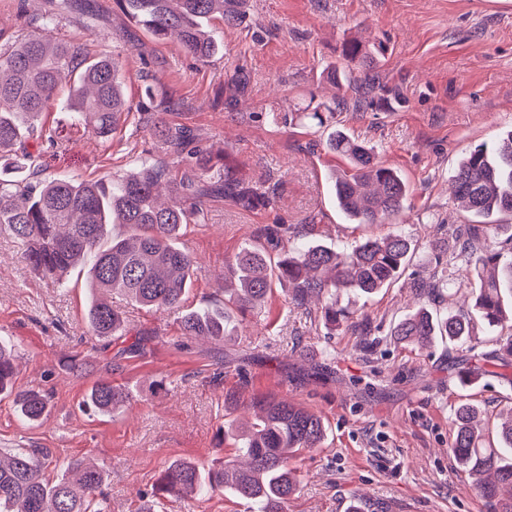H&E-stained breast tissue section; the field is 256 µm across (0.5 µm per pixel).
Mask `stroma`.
I'll use <instances>...</instances> for the list:
<instances>
[{"instance_id": "35a3bbf8", "label": "stroma", "mask_w": 512, "mask_h": 512, "mask_svg": "<svg viewBox=\"0 0 512 512\" xmlns=\"http://www.w3.org/2000/svg\"><path fill=\"white\" fill-rule=\"evenodd\" d=\"M95 3L98 26L67 17L54 37L118 58L131 103L145 82L156 83L174 104L168 124L194 129L200 147L225 155L275 197L266 210L204 204L203 223L188 224L177 241L199 267L187 306L223 304L225 264L267 226L291 225L339 252L397 229L417 250L391 286L368 297L339 294L350 318L332 336L278 288L261 311L235 317L237 334L221 348L182 336L179 311L159 314L115 299L130 338L144 341L125 355L122 341L107 350L88 333L84 270L57 287L0 231V336L17 354L15 386L51 396L48 415L34 425L11 399L0 400V452L46 448L61 462L91 457L108 475L111 512H135L140 492L152 489L170 461L232 456L225 431L251 419L254 399L275 397L313 409L327 426L323 447L293 461L303 490L288 512H347L353 501L360 512H495L448 450L459 401L482 410L489 433L512 408V367L500 378L486 360L495 334L480 326L470 347L439 340L419 349L396 343L391 331L418 305L414 282L436 268L427 241L441 239L453 251L455 228L471 221L448 195L449 175L470 147L512 132V0H246L242 23L214 22L224 52L204 63L176 42L155 39L115 0ZM46 7V0H0V48L28 33L29 20ZM352 37L383 42L380 88L372 107L341 113L338 126L405 180L408 199L393 226L345 218L330 175L346 161L327 149V128L296 116L309 102L331 100L323 68ZM237 65L247 74L239 92L225 82ZM40 127L41 137L16 151L34 157L42 179H108L162 154L136 112L105 142L54 105ZM72 356L79 370L67 368ZM464 369L477 374L468 387L458 380ZM101 380L125 388L129 404L109 416L82 411L87 389ZM228 393L235 403H225ZM164 512L248 509L217 491L166 497Z\"/></svg>"}]
</instances>
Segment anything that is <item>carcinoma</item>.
Returning a JSON list of instances; mask_svg holds the SVG:
<instances>
[{
    "label": "carcinoma",
    "mask_w": 512,
    "mask_h": 512,
    "mask_svg": "<svg viewBox=\"0 0 512 512\" xmlns=\"http://www.w3.org/2000/svg\"><path fill=\"white\" fill-rule=\"evenodd\" d=\"M123 12L140 22L155 38H175L183 51L206 62L222 53L224 45L212 30L220 18L227 25L241 21L243 0H116ZM77 13L83 24L93 25L97 14L90 0H49L48 8L33 20V30L0 50V226L21 245L35 272L66 284L70 270L87 268L90 296L85 317L88 332L108 343L127 335V321L112 308L109 296L119 291L132 302L165 312L180 307L197 271L193 256L175 245L193 214L203 213V199L219 197L245 210L273 204L266 189L243 179L234 166L212 179L213 158L200 148L190 149L194 134L162 122L164 102H155V88L147 85L140 106L144 124L164 145L163 156L139 172L100 182L65 179L32 181L29 156L13 153L24 133L38 130L41 114L60 87L70 88L62 102L68 116L107 140L122 115L132 110L116 59L91 56L84 48L51 35L60 18ZM365 70L370 84L375 60L370 47L348 40L336 62L326 66L336 88L332 103H319L309 117L321 126L337 112L361 101L348 102L340 91L348 85L347 67ZM327 148L344 156L349 168L333 173L336 205L352 224H385L402 212L407 187L402 177L384 166L374 149L337 128ZM187 159V171L173 175L175 161ZM449 192L475 218L507 215L512 218V134L491 144H478L462 158L449 176ZM129 229L112 235V226ZM500 224H470L457 231L455 258L475 279L474 313L448 303L442 313L420 305L399 321L392 335L399 342L429 346L438 338L465 343L474 320L493 330L512 321V248L496 241ZM278 224L268 235L270 247L293 239L286 256L272 262L269 247L243 248L224 270V306H198L182 312L184 336L222 344L235 335L228 310L255 311L274 285L286 287L291 303L301 305L314 294L325 298L320 319L336 329L349 319L336 307L335 294L347 290L374 294L388 287L408 266L416 244L406 235L390 232L367 239L348 252L305 241ZM451 284L446 275L429 277L418 288L444 295ZM15 358L10 341L0 338V395L13 399L19 416L37 423L47 416L49 401L35 389L14 386ZM124 388L101 381L85 394L83 404L96 413L112 414L126 405ZM257 418L248 428H234L243 465L217 458L204 465L176 459L162 471L141 500L138 512H155V500L166 495L192 496L203 491H224L250 504L256 512H285L288 499L301 490L293 467L294 457L320 447L326 436L323 417L299 404L272 397L252 402ZM480 409L470 403L454 412L455 431L450 448L455 460L478 479L483 494L496 500L498 512H512V418L498 428L497 441L485 439ZM54 478L45 475L49 466ZM106 472L85 458L57 464L44 448H19L0 453V512H104L101 489Z\"/></svg>",
    "instance_id": "1"
}]
</instances>
